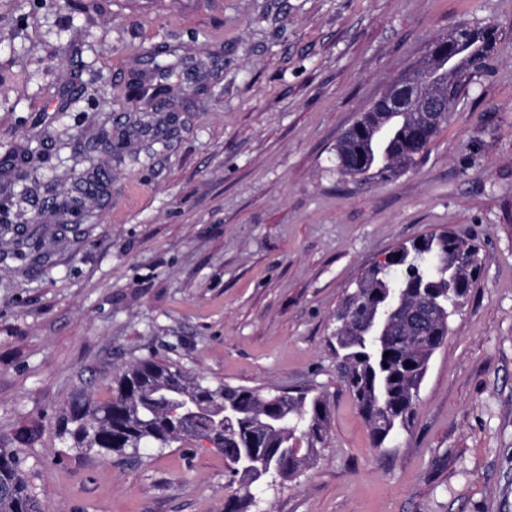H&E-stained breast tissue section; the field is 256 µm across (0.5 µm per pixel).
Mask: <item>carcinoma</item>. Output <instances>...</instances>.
<instances>
[{
    "instance_id": "obj_1",
    "label": "carcinoma",
    "mask_w": 512,
    "mask_h": 512,
    "mask_svg": "<svg viewBox=\"0 0 512 512\" xmlns=\"http://www.w3.org/2000/svg\"><path fill=\"white\" fill-rule=\"evenodd\" d=\"M470 41L451 58L433 56L425 70L432 73L429 90L445 97L446 109L471 84L496 45V31L487 23H468ZM448 122L441 117L429 132L416 136L424 124L421 112H365L336 143V171L364 183L388 181L413 167L429 143ZM105 187L101 172L79 173L75 194L59 203L65 212L80 211L85 200ZM481 267L477 247L451 232L425 235L400 244L391 263L368 270L347 294L336 314V355L345 388L354 397L369 426L373 443L381 448L408 424L415 401L435 351L448 336L450 318L458 311ZM395 307L388 336L372 338L359 326L367 310ZM208 382L153 359L127 366L115 381L114 394L95 405L77 399L66 411L62 434L72 447L86 453L115 456L121 461L138 457L146 447L164 449L175 443L199 441L201 436L224 433L215 450L233 463L247 448L268 450L267 473L242 478L231 473L229 483L246 489L224 503V512H248L256 505L247 491L257 482L293 479L326 445L329 410L326 400L308 392L285 393L279 400L243 387L219 384L214 411L228 404L238 417L220 424H185L173 404L203 393ZM282 418V427L264 432L260 416L269 411ZM33 439L19 431L0 444V512H47L31 490L19 444Z\"/></svg>"
}]
</instances>
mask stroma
Instances as JSON below:
<instances>
[{"instance_id":"stroma-1","label":"stroma","mask_w":512,"mask_h":512,"mask_svg":"<svg viewBox=\"0 0 512 512\" xmlns=\"http://www.w3.org/2000/svg\"><path fill=\"white\" fill-rule=\"evenodd\" d=\"M485 22L497 46L418 165L388 182L336 172V141L435 38ZM148 50L204 77L173 88L165 145L133 123ZM108 177L82 223L57 205L101 128ZM39 215L44 257L0 237V437L25 449L51 512H224L223 455L135 462L60 432L156 357L207 382L308 390L326 448L251 488L258 512H512V0H0V198ZM451 231L484 257L434 354L408 429L374 447L336 371V312L400 243Z\"/></svg>"}]
</instances>
